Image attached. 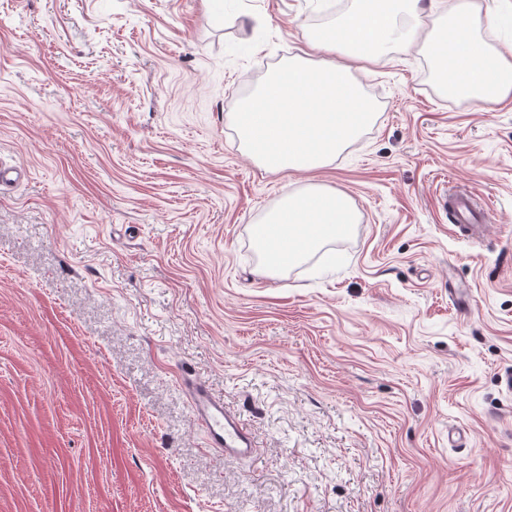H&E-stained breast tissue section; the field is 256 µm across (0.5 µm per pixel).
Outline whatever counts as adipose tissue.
<instances>
[{"instance_id":"obj_1","label":"adipose tissue","mask_w":512,"mask_h":512,"mask_svg":"<svg viewBox=\"0 0 512 512\" xmlns=\"http://www.w3.org/2000/svg\"><path fill=\"white\" fill-rule=\"evenodd\" d=\"M499 18V9L482 12L472 0H455L451 23L435 26L422 40L417 0H360L357 8L310 35L318 62L289 59L232 112L238 140L271 171L325 166L376 118L377 107L353 75L351 61L375 64L392 49L406 51L418 41L440 90L467 94L486 108L512 100V57L491 54L476 33ZM356 221L349 198L332 189L312 186L283 199L252 226L261 272L287 269L335 239L337 225Z\"/></svg>"}]
</instances>
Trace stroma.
<instances>
[{"instance_id": "35a3bbf8", "label": "stroma", "mask_w": 512, "mask_h": 512, "mask_svg": "<svg viewBox=\"0 0 512 512\" xmlns=\"http://www.w3.org/2000/svg\"><path fill=\"white\" fill-rule=\"evenodd\" d=\"M231 4L0 0V512H512V103L397 51L335 161L263 169L231 112L353 0ZM306 183L358 222L262 276L250 226ZM186 368L253 456L208 451ZM440 205L453 230L462 235H472L477 231L484 234L489 204L478 203L466 188L455 187L451 194L444 193L440 196Z\"/></svg>"}]
</instances>
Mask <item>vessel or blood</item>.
Returning <instances> with one entry per match:
<instances>
[{"label":"vessel or blood","instance_id":"obj_1","mask_svg":"<svg viewBox=\"0 0 512 512\" xmlns=\"http://www.w3.org/2000/svg\"><path fill=\"white\" fill-rule=\"evenodd\" d=\"M440 205L455 230L472 235L486 228L487 205L478 203L462 187L441 195ZM181 387L190 405L193 419L207 437L209 450L221 456L246 457L254 452V443L239 418L225 409L222 399L212 394L196 375L182 373Z\"/></svg>","mask_w":512,"mask_h":512}]
</instances>
